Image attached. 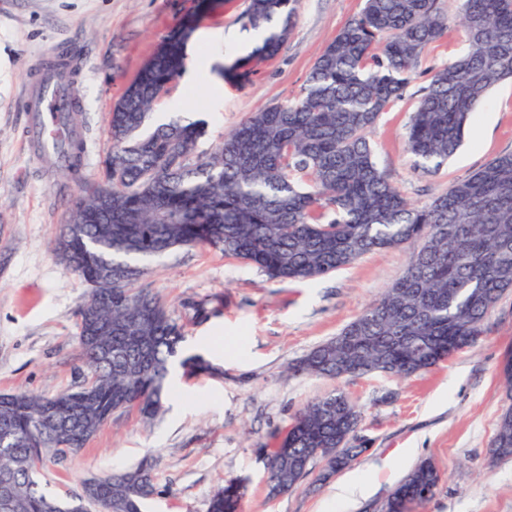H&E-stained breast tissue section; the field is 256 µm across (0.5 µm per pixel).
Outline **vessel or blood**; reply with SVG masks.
<instances>
[{
    "label": "vessel or blood",
    "mask_w": 512,
    "mask_h": 512,
    "mask_svg": "<svg viewBox=\"0 0 512 512\" xmlns=\"http://www.w3.org/2000/svg\"><path fill=\"white\" fill-rule=\"evenodd\" d=\"M68 84V70L45 69L27 92L25 107L32 115L35 136L43 145H52L65 134L60 117L72 112L75 106Z\"/></svg>",
    "instance_id": "obj_1"
}]
</instances>
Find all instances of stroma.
<instances>
[{
  "instance_id": "35a3bbf8",
  "label": "stroma",
  "mask_w": 512,
  "mask_h": 512,
  "mask_svg": "<svg viewBox=\"0 0 512 512\" xmlns=\"http://www.w3.org/2000/svg\"><path fill=\"white\" fill-rule=\"evenodd\" d=\"M437 5L447 31L425 49L404 97L368 135L378 168L417 206L512 152V79L489 92L438 172L417 168L408 152L406 125L421 87L467 49L459 0ZM363 6L297 0L287 42L276 57L254 64L248 82L211 75L191 88L178 78L155 112L205 120V144L219 142L251 112L298 98L319 51ZM243 8L244 0H0V394L51 397L84 380L74 311L88 286L52 254L77 188L29 148L25 86L70 50L83 175L94 183L110 149L112 106L160 41L192 15L203 64L231 62L237 45L227 34L240 31ZM408 260V249L395 247L321 279L280 282L209 247L156 259L144 285L183 326L184 354L202 355L213 371L176 372L156 417L116 412L85 447L47 455L42 484L57 496L77 494L87 478L147 460L157 492L144 512H208L214 492L231 482L242 486L241 512H380L406 474L428 460L442 480L417 512H512V458L490 455L506 404L499 367L512 345V293L491 311L474 346L426 373L333 380L290 372L389 288ZM337 389L362 412L357 443L364 454L327 481L313 472L298 489L269 496L267 448L307 402ZM354 475L365 493L337 501V485Z\"/></svg>"
}]
</instances>
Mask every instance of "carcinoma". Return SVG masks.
<instances>
[{
	"mask_svg": "<svg viewBox=\"0 0 512 512\" xmlns=\"http://www.w3.org/2000/svg\"><path fill=\"white\" fill-rule=\"evenodd\" d=\"M294 16L295 0H245L242 28L261 40L224 75L243 81L247 63L276 56ZM460 21L469 49L431 75L407 127L408 150L427 170L448 161L487 92L512 77V0H460ZM447 28L436 0H364L318 53L296 100L250 113L201 151L205 121L154 123V104L185 70L194 18L169 32L114 103L99 181L72 202L54 240L55 257L89 286L75 313L87 376L52 397L17 392L0 400V512H88L99 495L109 512H141L155 493L146 462L100 477L86 496L47 492L37 470L51 449L32 428L76 450L117 408L158 413L174 365L205 367L197 356L179 357L182 327L141 285L146 263L172 250L208 245L284 281L329 276L369 252L411 249L402 276L307 353L295 374L409 378L475 344L488 314L512 292V153L419 207L379 170L367 138ZM83 166V141L73 131L60 168L79 181ZM102 258L108 279L99 275ZM360 418L339 390L309 402L267 457L270 494L297 488L318 463L333 474L348 468L347 435ZM491 453L512 458V405L498 418ZM440 482L432 463L418 464L385 512H411L415 500L403 490L433 493ZM241 496L228 484L208 512H238Z\"/></svg>",
	"mask_w": 512,
	"mask_h": 512,
	"instance_id": "cac0c4a2",
	"label": "carcinoma"
}]
</instances>
